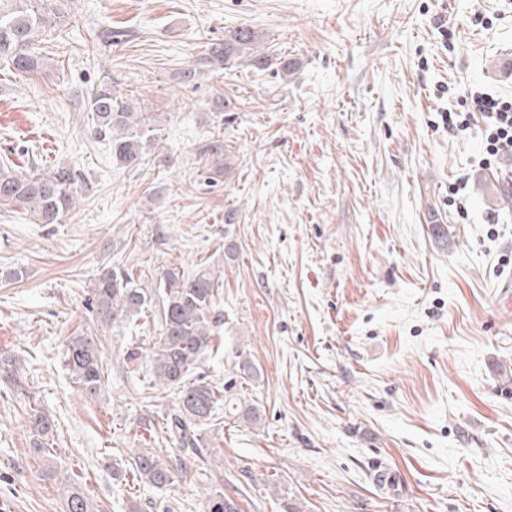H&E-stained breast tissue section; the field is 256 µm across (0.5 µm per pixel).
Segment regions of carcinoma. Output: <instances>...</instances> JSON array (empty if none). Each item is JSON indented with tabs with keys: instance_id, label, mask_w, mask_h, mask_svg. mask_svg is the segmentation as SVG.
<instances>
[{
	"instance_id": "obj_1",
	"label": "carcinoma",
	"mask_w": 512,
	"mask_h": 512,
	"mask_svg": "<svg viewBox=\"0 0 512 512\" xmlns=\"http://www.w3.org/2000/svg\"><path fill=\"white\" fill-rule=\"evenodd\" d=\"M73 0H25V6L11 12H0V64L15 71L33 73L45 66L47 56L41 53L42 36L63 28ZM263 37L254 29L241 27L212 45L208 53L181 72L182 83L193 84L199 77L217 73L230 60L242 59L257 69L273 64L289 71L292 62L264 51ZM94 131L112 138V157L124 167H138L144 160L148 138L157 131L159 117L143 112L130 99H118L112 89L101 86L89 100ZM205 158V181L217 183L230 166L224 151V140L213 138L201 147ZM81 174L67 165H56L47 172H20L12 164H0V208L19 206L38 224H57L75 206ZM215 280L208 271H198L183 277L165 272L152 287H147L128 271L113 267L104 270L89 288L88 311L105 328L117 327L140 317L152 308L153 296L160 295L159 339L145 352L137 347L126 352V361L147 359L150 367L149 388L160 386L177 395L174 413L166 415L165 423L157 426V440L168 439L179 445L181 455L173 459L163 448H140L131 456L124 470L112 468V474L132 477L139 484L162 489L178 477L199 466L206 441L202 427L214 420L219 409L253 426L262 422L263 407L257 399L240 397L233 392L235 385L224 389L212 385L200 371V363L210 350L213 337L223 316L215 303ZM64 363L82 396L95 398L104 386V362L98 343L89 336L76 334L68 338ZM16 361L0 358V375L19 385ZM236 379L241 385H253L261 372L250 358L237 353ZM56 424L46 413L35 409L30 421V446L45 462L44 477L55 478L52 445ZM66 512H99L80 484L68 483L64 488ZM206 512H240L233 498L224 494V487L211 490L206 498Z\"/></svg>"
}]
</instances>
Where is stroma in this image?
Segmentation results:
<instances>
[{
  "label": "stroma",
  "instance_id": "obj_1",
  "mask_svg": "<svg viewBox=\"0 0 512 512\" xmlns=\"http://www.w3.org/2000/svg\"><path fill=\"white\" fill-rule=\"evenodd\" d=\"M245 26L294 69L233 61L180 84ZM63 31L43 70L0 68V161L83 176L59 223L0 210V355L21 373L20 387L0 381V512H65L68 477L102 512H205L211 471L243 512L285 499L304 512H512V382L499 376L512 321L497 310L512 161L488 160L482 123L452 132L445 119L474 91L512 97V0H74ZM105 82L160 116L138 168L93 130ZM219 94L236 111H212ZM215 136L233 159L211 187L199 148ZM112 265L148 285L212 272L224 323L202 370L224 385L241 351L261 371L262 424L211 422L216 457L166 489L112 477L176 404L125 361L158 339L155 317L105 330L85 306ZM78 333L106 366L92 399L63 362ZM36 406L56 424V482L30 450Z\"/></svg>",
  "mask_w": 512,
  "mask_h": 512
}]
</instances>
